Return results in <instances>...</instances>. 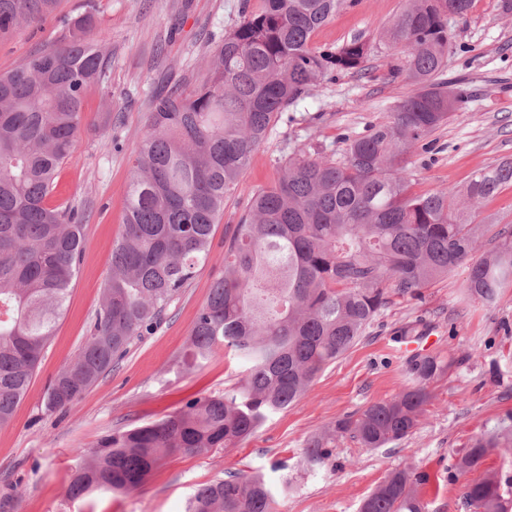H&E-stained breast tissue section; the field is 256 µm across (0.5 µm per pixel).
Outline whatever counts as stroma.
<instances>
[{
	"label": "stroma",
	"mask_w": 512,
	"mask_h": 512,
	"mask_svg": "<svg viewBox=\"0 0 512 512\" xmlns=\"http://www.w3.org/2000/svg\"><path fill=\"white\" fill-rule=\"evenodd\" d=\"M88 0H54L46 21L0 33V72L30 54L61 42V23L79 16ZM99 29L110 34V65L103 85L90 88L88 118L77 145L61 167L52 204L70 203L83 212L84 239L66 310L44 352L25 398L10 425L0 428V512H186L201 485L236 473L270 480L288 475L277 496V512H358L362 499L391 471L421 475L418 492L428 512H463L464 482L487 471L512 475V448L492 450L479 470L450 481L448 467L459 448L499 423L512 421V287L484 305L465 293L466 267L449 272L420 301H399L383 310L364 336L324 369L308 391L272 414L236 448L166 459L143 488L130 494L96 491L70 498L67 487L84 464L81 449L99 439L154 423L198 395L232 391L243 369L240 359L217 348L201 367L181 371L179 361L215 270L203 267L167 307L161 323L136 340L112 371L66 414H45L48 382L90 334L108 275L113 241L122 231L133 146L147 129L151 101L167 79L191 91L203 81V58L225 31L260 0H89ZM406 0H357L341 10L312 40L337 46L359 37L370 46L360 71L332 72L314 82L293 121L279 120L224 200L212 255L222 258L224 241L246 213L254 193L272 185L292 144L306 142L324 155H341L345 136L389 121L393 107L413 91L389 66H404L406 52L389 48L381 34L404 10ZM454 39L447 77L467 79L475 97L465 110L432 135L435 149L412 155L414 192L465 187L480 170L512 159V14L498 0H474ZM112 125L98 126V113ZM416 330L429 352L456 365L430 386L432 403L406 439L368 449L344 436L317 470L300 461L312 436L368 405L392 399L408 381L409 352L399 335Z\"/></svg>",
	"instance_id": "1"
}]
</instances>
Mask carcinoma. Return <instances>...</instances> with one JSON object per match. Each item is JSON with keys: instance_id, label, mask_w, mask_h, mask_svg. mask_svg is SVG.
<instances>
[{"instance_id": "obj_1", "label": "carcinoma", "mask_w": 512, "mask_h": 512, "mask_svg": "<svg viewBox=\"0 0 512 512\" xmlns=\"http://www.w3.org/2000/svg\"><path fill=\"white\" fill-rule=\"evenodd\" d=\"M355 0H262L224 34L191 93L152 100L147 130L135 144L123 230L90 335L49 382L45 412H65L154 330L198 271L213 261L214 226L224 198L250 165L275 121L297 106L327 72H357L370 52L359 38L314 47L313 35ZM473 0H408L385 31L409 53L404 74L414 91L392 119L346 139L340 158L291 147L274 185L257 191L224 242L222 269L197 314L181 357L193 370L222 345L246 364L237 389L202 395L162 420L105 436L86 450L68 494L139 490L176 453L234 448L272 414L302 397L395 300L468 263V297L491 304L512 285V226L474 257L485 225L481 205L512 184V159L477 172L462 190L411 191L409 158L467 97L443 78L452 33ZM53 0H0V32L41 22ZM109 42L93 13L69 24L58 46L0 73V427L13 420L62 317L80 261L83 214L53 205L61 166L84 125L87 91L104 82ZM453 365L436 355L408 361L411 383L393 399L312 436L302 465H322L344 434L364 448L399 442L430 403L429 384ZM512 447V428L471 440L448 466V479L477 469L494 448ZM418 478L390 472L359 512H427ZM278 488L259 474L230 475L199 487L187 512H275ZM463 506L512 512V476L488 472L468 483Z\"/></svg>"}]
</instances>
